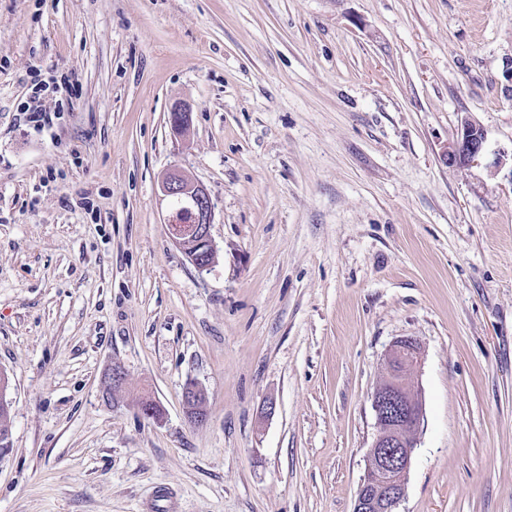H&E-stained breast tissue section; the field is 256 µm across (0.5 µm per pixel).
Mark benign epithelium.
Masks as SVG:
<instances>
[{"mask_svg": "<svg viewBox=\"0 0 512 512\" xmlns=\"http://www.w3.org/2000/svg\"><path fill=\"white\" fill-rule=\"evenodd\" d=\"M169 121L176 132L184 133L190 126V112L177 106ZM485 152L484 130L464 116L460 119V131L444 146L441 158L446 164L464 167L479 161ZM160 191L174 205L168 224L175 245L182 249L191 244L197 251L214 256V204L206 187L174 169L162 178ZM420 362V347L409 337L396 340L388 352L386 374L371 394L377 435L368 451L366 473L353 512H396L405 496L417 432L424 421L423 398L413 381Z\"/></svg>", "mask_w": 512, "mask_h": 512, "instance_id": "7a95c632", "label": "benign epithelium"}]
</instances>
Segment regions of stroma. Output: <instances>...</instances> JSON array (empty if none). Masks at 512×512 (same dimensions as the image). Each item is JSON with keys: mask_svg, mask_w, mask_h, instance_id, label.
<instances>
[{"mask_svg": "<svg viewBox=\"0 0 512 512\" xmlns=\"http://www.w3.org/2000/svg\"><path fill=\"white\" fill-rule=\"evenodd\" d=\"M510 60L512 0H0V512H353L402 337L397 512H512ZM464 116L486 154L444 165ZM173 168L214 203L203 272ZM160 191L174 205L168 219L169 232L176 246L184 251L185 246H195L198 252L205 251L209 257L215 254L211 236L214 220V204L206 187L191 179L180 170H170L162 178ZM199 238L198 241L189 244Z\"/></svg>", "mask_w": 512, "mask_h": 512, "instance_id": "1", "label": "stroma"}]
</instances>
